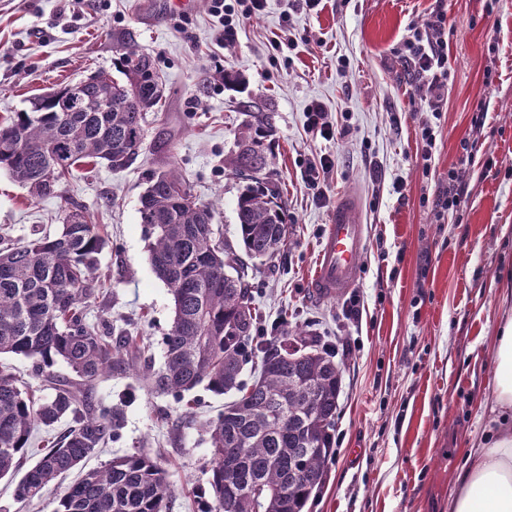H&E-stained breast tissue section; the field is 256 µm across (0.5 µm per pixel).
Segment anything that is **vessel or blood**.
<instances>
[{
	"label": "vessel or blood",
	"mask_w": 512,
	"mask_h": 512,
	"mask_svg": "<svg viewBox=\"0 0 512 512\" xmlns=\"http://www.w3.org/2000/svg\"><path fill=\"white\" fill-rule=\"evenodd\" d=\"M359 200L347 194L336 206V216L326 228L316 268L309 280L314 295L342 296L357 287L360 256L367 245V227L357 216Z\"/></svg>",
	"instance_id": "1"
}]
</instances>
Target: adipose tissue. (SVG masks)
<instances>
[{
    "instance_id": "ef3b65f1",
    "label": "adipose tissue",
    "mask_w": 512,
    "mask_h": 512,
    "mask_svg": "<svg viewBox=\"0 0 512 512\" xmlns=\"http://www.w3.org/2000/svg\"><path fill=\"white\" fill-rule=\"evenodd\" d=\"M494 424L463 451L448 512H512V312L492 343Z\"/></svg>"
}]
</instances>
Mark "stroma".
I'll return each mask as SVG.
<instances>
[{"label": "stroma", "mask_w": 512, "mask_h": 512, "mask_svg": "<svg viewBox=\"0 0 512 512\" xmlns=\"http://www.w3.org/2000/svg\"><path fill=\"white\" fill-rule=\"evenodd\" d=\"M438 11L450 80L426 176V114L401 49ZM236 29L232 45L219 43L208 0H0V119L58 84L115 73L125 41L152 57L165 84L162 120L150 122L128 168L74 172L41 199L0 172V238L55 231L67 203L85 207L109 237L92 311L106 313L113 332H134L139 366L161 369L173 305L148 261L145 178L177 166L214 207L217 239L240 246L235 204L245 184L230 169L255 121L244 106L256 103L272 118L266 173L287 202L289 239L286 253L248 269L260 324L320 335L342 367L336 454L304 512H448L462 450L492 417V340L501 280L512 272V0H321L311 10L272 0ZM313 101L335 125L332 139L308 132ZM481 109L484 135L468 165L460 143ZM323 155L334 167L320 204L304 171ZM452 169L469 194L441 223L425 199ZM348 193L359 195L368 231L362 278L344 297H316L308 278ZM94 392L99 405L121 408L122 425L88 467L148 450L173 487L170 512H200L210 476L204 425L227 395L197 387L188 422L180 402L150 392L132 370Z\"/></svg>", "instance_id": "35a3bbf8"}]
</instances>
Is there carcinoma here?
<instances>
[{"mask_svg":"<svg viewBox=\"0 0 512 512\" xmlns=\"http://www.w3.org/2000/svg\"><path fill=\"white\" fill-rule=\"evenodd\" d=\"M120 60L121 77L93 73L80 96L68 83L0 122V171L30 197L57 195L77 167L121 170L139 157L163 83L152 58L133 45L121 46ZM18 140L26 150L14 149ZM244 140L232 161L233 174L247 181L236 215L244 252L262 263L288 250V224L282 197L263 174L261 141L251 134ZM139 213L148 261L173 302L165 364L146 377L148 387L178 399L200 385L233 395L206 423L209 499L201 512H303L335 452L341 366L304 330L255 335V295L244 263L231 244L215 240L213 208L176 168L149 175ZM106 246L104 227L72 203L54 234L0 247V356L32 360L52 390L34 400L0 363V480L16 482V498L31 502L77 471L79 478L54 496L53 512H169L173 489L149 452L85 469L117 436L121 420L118 410L93 406L89 390L126 364L124 352L134 343L131 336L112 338L106 319L89 317ZM59 362L76 380L54 374ZM250 363L256 375L248 385L241 375ZM64 419L71 425L59 441L22 469L35 430Z\"/></svg>","mask_w":512,"mask_h":512,"instance_id":"obj_1","label":"carcinoma"}]
</instances>
